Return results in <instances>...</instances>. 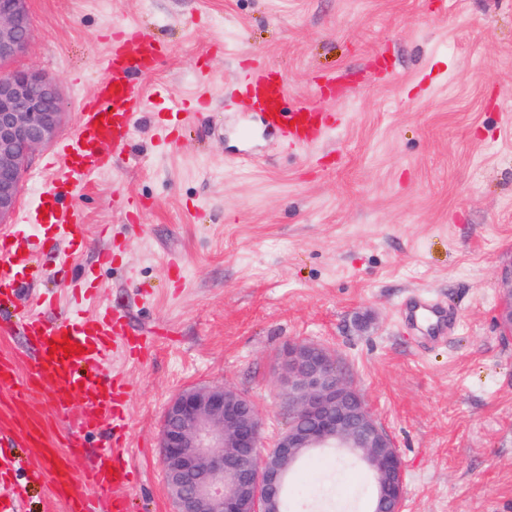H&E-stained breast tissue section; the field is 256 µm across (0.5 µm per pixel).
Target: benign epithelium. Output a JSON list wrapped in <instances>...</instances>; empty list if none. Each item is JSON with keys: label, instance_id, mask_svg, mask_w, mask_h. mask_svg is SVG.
Instances as JSON below:
<instances>
[{"label": "benign epithelium", "instance_id": "benign-epithelium-1", "mask_svg": "<svg viewBox=\"0 0 512 512\" xmlns=\"http://www.w3.org/2000/svg\"><path fill=\"white\" fill-rule=\"evenodd\" d=\"M28 0H0V224L13 215L32 155L58 135L57 81L13 66L32 36ZM283 428L263 446L264 420L242 393L189 387L168 402L160 437L176 512H281L288 471L305 449L350 448L378 475L372 512H403L405 466L337 354L297 341L278 358Z\"/></svg>", "mask_w": 512, "mask_h": 512}]
</instances>
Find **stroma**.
I'll return each mask as SVG.
<instances>
[{
    "instance_id": "35a3bbf8",
    "label": "stroma",
    "mask_w": 512,
    "mask_h": 512,
    "mask_svg": "<svg viewBox=\"0 0 512 512\" xmlns=\"http://www.w3.org/2000/svg\"><path fill=\"white\" fill-rule=\"evenodd\" d=\"M16 64L52 76L63 133L100 78L111 34L164 45L114 168L78 201L72 271L144 336L129 381L133 512H173L160 457L165 406L224 384L280 431L275 359L335 351L404 460V512H512V335L499 324L512 266V0H29ZM262 69L290 103L332 112L314 148L264 133L238 91ZM207 106L179 139V102ZM110 225L118 249L98 261ZM448 309L430 343L398 310ZM298 482L310 512H367L370 481L329 454Z\"/></svg>"
}]
</instances>
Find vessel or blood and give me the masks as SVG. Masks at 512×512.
Wrapping results in <instances>:
<instances>
[{
  "instance_id": "1",
  "label": "vessel or blood",
  "mask_w": 512,
  "mask_h": 512,
  "mask_svg": "<svg viewBox=\"0 0 512 512\" xmlns=\"http://www.w3.org/2000/svg\"><path fill=\"white\" fill-rule=\"evenodd\" d=\"M163 54L160 45L137 30L113 38L100 60L103 76L80 105L75 132L61 139L44 163L72 192L115 164L139 114L149 106L142 78ZM239 91L285 142L314 145L335 125L332 113L308 104L288 108L285 82L262 70H253ZM41 206L46 216L23 213L18 218L19 224H38L41 232L35 239L21 240L17 226L0 235V305L47 277L45 255L56 253L61 243H74L82 233L85 215L77 203L62 205L47 195ZM36 305L37 312L18 311L0 319V331L22 341L11 354H0V512H20L19 476L44 486L66 512H129L127 492L134 482L125 455L129 389L109 368L118 354L141 347L142 340L108 304L93 316L76 308L56 311L48 295L39 296ZM401 319L435 339L444 330L439 302L422 293L406 305ZM66 338L77 344V352H52V345ZM41 391L49 392L54 415L37 404L35 395ZM77 399L82 407L76 420L58 428L55 415L67 414ZM100 430L106 439L90 465L82 466L86 436Z\"/></svg>"
}]
</instances>
